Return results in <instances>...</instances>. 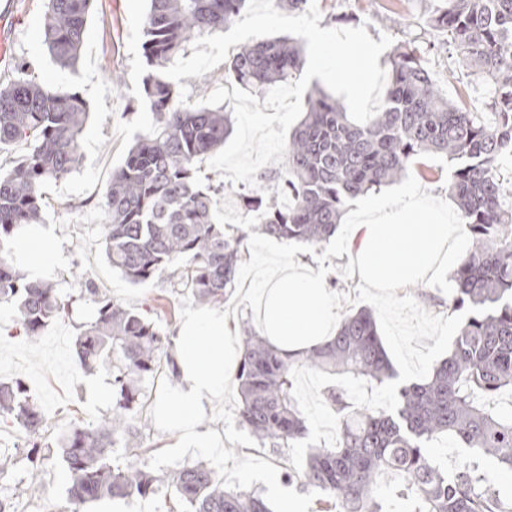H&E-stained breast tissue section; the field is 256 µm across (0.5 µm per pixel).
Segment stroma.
I'll list each match as a JSON object with an SVG mask.
<instances>
[{
    "mask_svg": "<svg viewBox=\"0 0 512 512\" xmlns=\"http://www.w3.org/2000/svg\"><path fill=\"white\" fill-rule=\"evenodd\" d=\"M320 28L365 27L372 39L389 34L395 43L417 46L440 89L449 99L467 105H484L491 98L488 81L479 73L461 77L456 53L446 37L428 23L442 0H317ZM16 19L0 18V31L14 38L16 58L27 61L33 73L51 91L78 93L87 105L89 118L80 138V163L67 180L45 186L47 207L43 229L57 242L58 250L45 274L61 295L77 292L80 280L94 284L101 296L135 310H150L161 333L174 336L177 325L198 305L189 291L169 275L157 277L149 286L136 287L113 271L102 250V205L104 188L133 139L154 122L142 101V77L147 71L143 55V21L147 0H94L89 12L84 45L75 68L61 69L51 58L43 39L45 0H15ZM121 85H114V77ZM451 163L423 156L406 176L381 188L379 195L390 205L398 204L409 190L422 202H435L446 211L456 206L448 195ZM294 260L321 270L330 288L355 293L359 284L349 254L339 237L310 247L276 239H255L240 265L238 285L220 309L231 336H238L248 322L249 299L259 287V274L273 262ZM410 295L428 312L450 315L454 284L443 276L432 284L398 289ZM89 300L73 304L69 315L57 319L37 342L15 333V306L0 302V379H19L25 384L46 420L45 444L71 426L96 427L111 417V402H98L92 393L98 382H111L112 371L97 367L82 370L74 340L83 324L96 316ZM168 379L143 385L146 406L135 412L143 443L138 453L123 461L166 476L172 470L203 462L219 469L225 485L254 491L268 501L276 496L269 477L283 478L285 463L275 450L261 447L239 424L236 385H229L223 399L207 406L202 423L216 449L202 453L186 447L155 419L157 401L170 388ZM30 440L25 430L0 429V445L16 454L12 473L0 480V499L12 501L16 512H69L67 475L57 456L43 460L37 480H29V462L24 449Z\"/></svg>",
    "mask_w": 512,
    "mask_h": 512,
    "instance_id": "35a3bbf8",
    "label": "stroma"
}]
</instances>
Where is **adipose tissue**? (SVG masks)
Returning a JSON list of instances; mask_svg holds the SVG:
<instances>
[{
	"label": "adipose tissue",
	"instance_id": "1",
	"mask_svg": "<svg viewBox=\"0 0 512 512\" xmlns=\"http://www.w3.org/2000/svg\"><path fill=\"white\" fill-rule=\"evenodd\" d=\"M346 240L354 271L372 288H395L440 279L461 255L464 235L436 204L408 192L397 207L373 199ZM256 328L282 353L299 356L330 341L338 330L335 297L324 274L292 260L269 267L256 293ZM177 381L157 406V421L191 447L211 452L198 415L221 399L233 381L241 351L223 312L196 311L179 325L174 340Z\"/></svg>",
	"mask_w": 512,
	"mask_h": 512
}]
</instances>
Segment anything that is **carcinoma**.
I'll return each mask as SVG.
<instances>
[{
    "label": "carcinoma",
    "instance_id": "carcinoma-1",
    "mask_svg": "<svg viewBox=\"0 0 512 512\" xmlns=\"http://www.w3.org/2000/svg\"><path fill=\"white\" fill-rule=\"evenodd\" d=\"M92 2L46 0L44 42L63 69L80 57ZM245 2L149 0L143 100L154 123L136 137L104 192L103 243L112 268L132 285H148L170 269L201 305L224 302L245 253L247 234L230 237L216 222L224 185L204 183L199 167L224 145L232 119L223 106L181 103L178 85L162 70L196 38L232 25ZM430 25L446 33L463 69L491 84L490 116L445 97L419 49L400 44L390 55L383 106L370 121L354 122L340 99L314 89L286 146L285 179L244 196L259 212L255 231L315 247L336 235L349 202L402 179L416 157L449 161L448 191L471 239L452 276V309L491 308L468 317L452 353L428 379L399 390L394 412L355 408L342 387H325V404L340 416L338 441L334 448H309L299 474L302 484L323 494L325 512H512V500L491 487L482 468L491 459L512 469V409L484 403L512 391V203L498 171L512 153V0H446ZM304 65L299 39H262L224 61V79L262 96L299 78ZM87 117L79 95L46 90L27 66L0 86V149L28 147L0 173V301L16 303V329L30 341L69 314L73 299L50 280H24L9 244L26 226L43 223V186L77 170ZM86 296L97 315L76 337V357L84 370L112 363L114 405L112 417L93 429L74 427L60 440L71 512L102 499L147 498L164 481L190 512H273L262 496L224 486L203 463L161 479L116 462V445L129 453L141 449L130 412L165 343L148 313L100 298L88 282L79 291ZM238 341L239 423L263 447L284 449L308 433L292 397L295 367L350 373L372 386L394 377L366 309L347 314L331 341L298 358L278 354L248 325ZM1 423L20 425L33 437L46 433L41 408L18 380L0 382ZM442 437L468 454L453 472L431 454ZM388 474L399 481L383 495L379 479Z\"/></svg>",
    "mask_w": 512,
    "mask_h": 512
}]
</instances>
